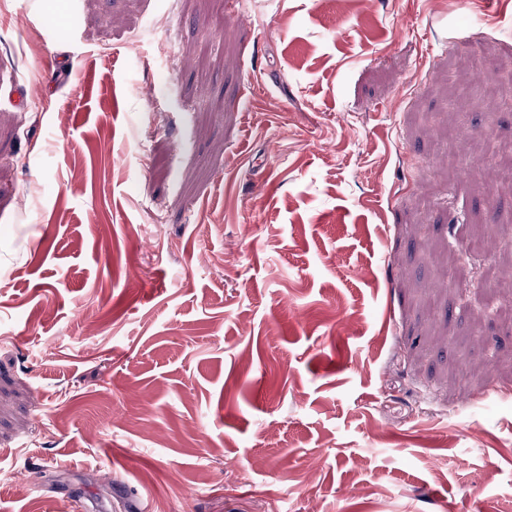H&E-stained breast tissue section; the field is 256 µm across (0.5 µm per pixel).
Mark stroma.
Instances as JSON below:
<instances>
[{
    "label": "stroma",
    "instance_id": "obj_1",
    "mask_svg": "<svg viewBox=\"0 0 512 512\" xmlns=\"http://www.w3.org/2000/svg\"><path fill=\"white\" fill-rule=\"evenodd\" d=\"M240 6L0 0V512H512V0Z\"/></svg>",
    "mask_w": 512,
    "mask_h": 512
}]
</instances>
